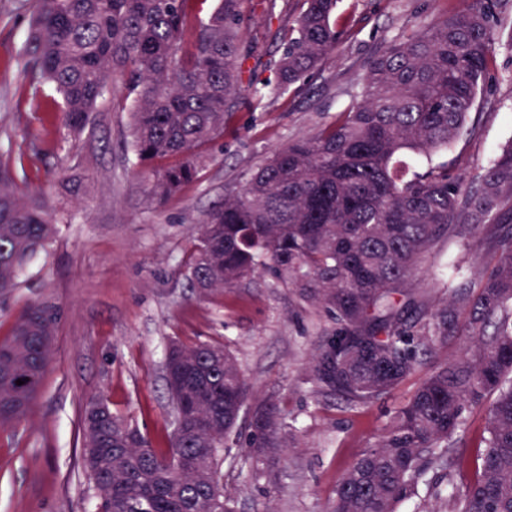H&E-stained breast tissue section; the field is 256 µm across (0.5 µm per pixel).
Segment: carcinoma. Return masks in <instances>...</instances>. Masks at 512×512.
<instances>
[{"label":"carcinoma","mask_w":512,"mask_h":512,"mask_svg":"<svg viewBox=\"0 0 512 512\" xmlns=\"http://www.w3.org/2000/svg\"><path fill=\"white\" fill-rule=\"evenodd\" d=\"M199 0H40L22 50L21 75L62 98L59 118L75 136L100 99L121 85L133 94L132 148L153 166L162 200L190 181L199 149L224 135L239 108L244 0H218L205 23ZM339 0H303L277 66L288 91L334 50ZM497 0H475L384 47L368 63L361 100L313 136L275 151L243 190L224 198L199 228L193 288H229L268 271L336 327L320 337L314 392L367 406L420 371L424 377L378 439L344 470L326 512H396L419 496L433 468L463 477L461 435L485 410L475 476L452 512H512V144L477 186L431 157L472 129L493 61ZM484 231L486 271L426 303L406 288L435 239ZM55 220L41 192L19 190L0 159V295L20 285L26 260L46 248ZM58 308L28 304L0 339V426L26 417L47 375ZM465 340L451 361L428 355ZM173 406L201 403L210 428L186 420L160 454L102 400L82 416V467L98 512H234L214 488L250 386L235 358L211 343L174 345ZM24 384H16L17 380ZM240 448L257 478L270 479L296 444L279 404L248 410Z\"/></svg>","instance_id":"carcinoma-1"}]
</instances>
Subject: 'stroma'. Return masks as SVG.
Returning a JSON list of instances; mask_svg holds the SVG:
<instances>
[{"label": "stroma", "instance_id": "1", "mask_svg": "<svg viewBox=\"0 0 512 512\" xmlns=\"http://www.w3.org/2000/svg\"><path fill=\"white\" fill-rule=\"evenodd\" d=\"M302 0H246L241 41L251 78L266 82L262 102L242 90L230 128L203 148L196 177L168 198L148 194L151 179L131 147L132 101L105 96L79 138L68 135L45 94L20 80L21 53L35 0H0V153L22 156L20 185L42 187L54 213L55 240L25 264L22 286L0 300V338L23 308L52 299L59 324L47 378L28 416L0 427V512H94L80 462L81 412L104 397L131 419L153 448L168 449L174 413L164 376L170 341L226 345L258 397H278L296 426L297 446L280 461L273 481L255 479L248 463L226 461L224 488L236 512H323L342 472L380 435L390 412L415 388L352 408L315 394L311 353L334 327L323 311L264 272L232 288L199 294L189 262L201 224L240 192L272 153L307 138L358 101L367 64L419 23L464 12L472 0H342L349 28L321 68L281 93L271 87L274 65ZM471 134L439 161L475 180L500 146L512 140V45H494V63ZM481 232L469 249L439 238L412 286L432 299L454 287V266L474 276L488 263Z\"/></svg>", "mask_w": 512, "mask_h": 512}]
</instances>
